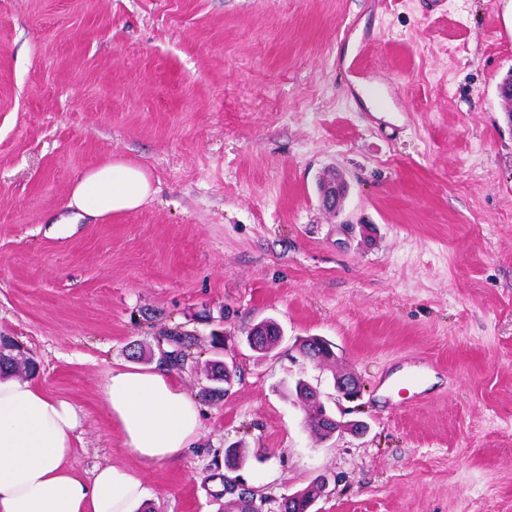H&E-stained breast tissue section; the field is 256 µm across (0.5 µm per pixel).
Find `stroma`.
Listing matches in <instances>:
<instances>
[{
	"label": "stroma",
	"mask_w": 512,
	"mask_h": 512,
	"mask_svg": "<svg viewBox=\"0 0 512 512\" xmlns=\"http://www.w3.org/2000/svg\"><path fill=\"white\" fill-rule=\"evenodd\" d=\"M511 69L512 0H0V335L76 407L81 475L128 466L153 512H220L228 478L278 512L320 477L316 512H512ZM110 158L155 195L58 224ZM267 318L262 355L246 336ZM173 332L195 338L174 376L203 436L146 465L100 388ZM306 336L336 361L301 357ZM218 355L236 374L214 401ZM428 363L425 402L383 392ZM343 372L368 429L325 441L295 384L332 410Z\"/></svg>",
	"instance_id": "1"
}]
</instances>
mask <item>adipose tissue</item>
<instances>
[{
  "mask_svg": "<svg viewBox=\"0 0 512 512\" xmlns=\"http://www.w3.org/2000/svg\"><path fill=\"white\" fill-rule=\"evenodd\" d=\"M147 173L121 159L86 171L67 208L100 218L138 209L152 197ZM109 421L145 464L179 458L202 436L199 405L165 366L121 364L101 387ZM80 417L32 378H0V512H142L150 491L120 464L84 478L72 465Z\"/></svg>",
  "mask_w": 512,
  "mask_h": 512,
  "instance_id": "ef3b65f1",
  "label": "adipose tissue"
}]
</instances>
